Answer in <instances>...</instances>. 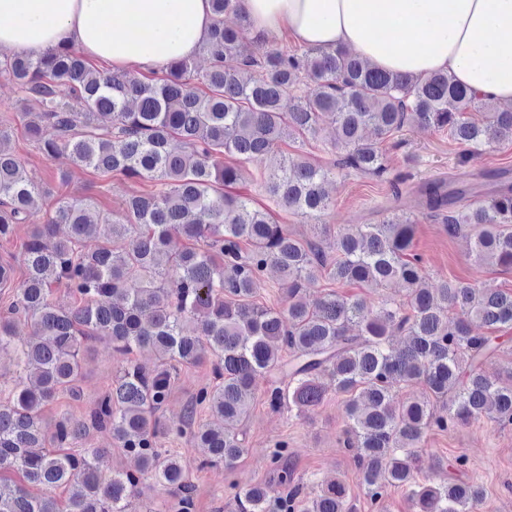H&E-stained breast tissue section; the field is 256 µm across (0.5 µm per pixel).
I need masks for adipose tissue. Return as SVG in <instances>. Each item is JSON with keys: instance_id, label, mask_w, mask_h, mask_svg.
<instances>
[{"instance_id": "obj_1", "label": "adipose tissue", "mask_w": 512, "mask_h": 512, "mask_svg": "<svg viewBox=\"0 0 512 512\" xmlns=\"http://www.w3.org/2000/svg\"><path fill=\"white\" fill-rule=\"evenodd\" d=\"M252 37L343 47L393 73H448L512 106V0H242ZM211 0H0V51L65 44L115 69L166 70L195 57Z\"/></svg>"}]
</instances>
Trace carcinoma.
<instances>
[{"label":"carcinoma","mask_w":512,"mask_h":512,"mask_svg":"<svg viewBox=\"0 0 512 512\" xmlns=\"http://www.w3.org/2000/svg\"><path fill=\"white\" fill-rule=\"evenodd\" d=\"M239 2L211 0L213 24L203 44L209 65L200 72L193 60L180 59L165 78L147 81L98 70L65 45L38 59L0 60V76L23 92L20 116L45 158L66 154L103 177L157 185L125 199L119 216L86 198H59L46 223L28 231L19 260L23 280L0 316V350L11 345L18 319L33 328V338L14 348L19 384L0 402V512H130V499L148 478L178 495L179 512H193V484L162 440L184 438L205 450L203 464L234 469L249 453L243 422L262 375L271 377L269 405L300 415L331 392L340 397L347 418L342 444L353 452L371 500L406 487L413 512H480L482 486L452 476L432 483L421 445L433 428L481 418L512 424V369L504 378L484 371L512 341V294L446 278L429 287L421 259L410 254L411 218L344 228L329 257L318 241L296 237L272 212L228 188L245 181L243 162L267 156L264 192L279 210L314 220L313 229L325 233L330 225L318 220L331 204L332 171L281 155L289 137L313 138L330 123L345 150L338 165L381 177L384 143L403 127L446 130L456 143L477 148L512 140V111L475 120L467 113L487 103L447 73L414 79L347 50L310 47L297 55L275 47L261 59L247 56L241 46L250 21ZM227 13L238 26L224 24ZM304 80L309 94L283 111ZM46 125L55 137L42 140ZM10 131L0 125L3 240L48 194L6 147ZM468 191L465 183L451 189L444 180L429 181L417 187V205L438 214ZM60 224L66 235L46 245ZM446 226L470 234L476 264L512 269L511 184L474 208L448 213ZM93 236L100 238L95 246ZM269 268L288 282L281 307L256 301ZM132 278L139 287H127ZM321 279L374 289L395 282L406 295L373 308L333 290L308 299L306 290ZM55 287L78 302L57 305ZM100 341L122 360L112 387L84 419L62 414L45 432L41 412L60 394L77 393L83 353ZM146 347L157 355L152 368L133 358ZM206 361L214 383L196 393L185 416L167 418L177 369ZM415 384L425 387L424 396L395 395ZM198 406L222 426L195 423ZM89 425L109 429L118 447L138 459L137 470L104 475L99 449L73 448ZM265 457L268 482L230 485L235 512H357L341 479L300 499L288 442H277ZM8 473L20 474L26 486L8 483ZM62 487L70 492L60 500L53 491Z\"/></svg>","instance_id":"cac0c4a2"}]
</instances>
